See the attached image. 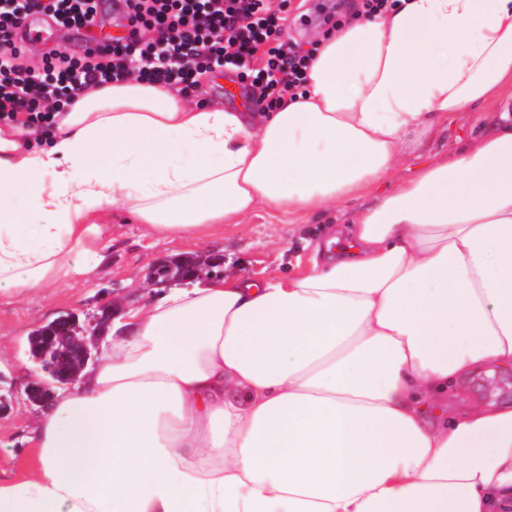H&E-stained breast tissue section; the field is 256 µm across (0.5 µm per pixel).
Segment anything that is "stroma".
I'll use <instances>...</instances> for the list:
<instances>
[{"instance_id": "1", "label": "stroma", "mask_w": 512, "mask_h": 512, "mask_svg": "<svg viewBox=\"0 0 512 512\" xmlns=\"http://www.w3.org/2000/svg\"><path fill=\"white\" fill-rule=\"evenodd\" d=\"M355 5V0H292L288 37L302 49H314L325 31L315 19L320 7H328L332 18L340 21L353 13ZM506 111L512 113L508 96L450 116L376 183L363 202L372 203L396 184L415 178L430 163L453 161ZM360 203L348 200L299 211L261 205L238 223L210 224L183 236L139 223L125 207L112 208V237L102 243L106 259L99 267L80 280L36 289L16 302H0V474L19 472L32 462L26 436L40 407L28 400L25 390L42 373L29 353L28 338L34 330L65 313L88 321L116 297L130 308L150 305L153 297L142 288L146 275L155 264L181 257L221 262L225 276L242 279L307 271L313 264L314 243L330 236L345 240L344 226Z\"/></svg>"}]
</instances>
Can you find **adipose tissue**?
Listing matches in <instances>:
<instances>
[{"label":"adipose tissue","instance_id":"obj_1","mask_svg":"<svg viewBox=\"0 0 512 512\" xmlns=\"http://www.w3.org/2000/svg\"><path fill=\"white\" fill-rule=\"evenodd\" d=\"M512 91V0H400L339 28L251 129L137 81L50 145L0 128V302L104 260L109 210L168 234L362 197L454 112ZM0 478V512H501L512 402V124L352 217L341 256L127 314ZM460 401L448 415L446 396ZM511 373V372H510ZM501 374L488 384H484L483 375L473 378L469 383V389L477 396L484 400L491 401L493 398L490 394L493 390H499V395L495 400L512 399V374ZM490 391V392H489Z\"/></svg>","mask_w":512,"mask_h":512}]
</instances>
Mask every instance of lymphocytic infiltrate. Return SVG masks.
I'll return each instance as SVG.
<instances>
[{"instance_id":"lymphocytic-infiltrate-1","label":"lymphocytic infiltrate","mask_w":512,"mask_h":512,"mask_svg":"<svg viewBox=\"0 0 512 512\" xmlns=\"http://www.w3.org/2000/svg\"><path fill=\"white\" fill-rule=\"evenodd\" d=\"M131 2L130 36L79 55L50 49L32 68L12 40L24 17L40 12L61 27H85L94 23L99 0H0V124L21 125L36 144H46L83 91L122 81L132 69L140 81L185 96L201 76L231 72L263 112L276 110L307 80L311 54L289 41L280 21L283 0Z\"/></svg>"}]
</instances>
